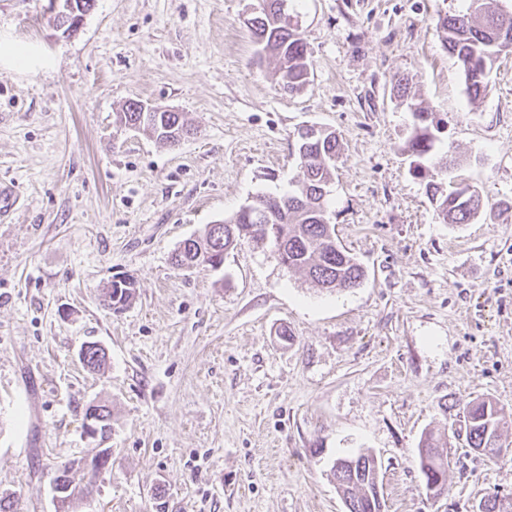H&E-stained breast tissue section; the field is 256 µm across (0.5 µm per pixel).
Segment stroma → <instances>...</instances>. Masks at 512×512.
<instances>
[{
    "instance_id": "obj_1",
    "label": "stroma",
    "mask_w": 512,
    "mask_h": 512,
    "mask_svg": "<svg viewBox=\"0 0 512 512\" xmlns=\"http://www.w3.org/2000/svg\"><path fill=\"white\" fill-rule=\"evenodd\" d=\"M466 0H288L313 63L298 95L258 60V0H96L57 31L49 0H0V37L34 66L0 65V494L56 512L69 465L74 512H346L330 469L374 453L387 512H475L512 499V53L471 101L438 40ZM409 77L465 156L485 209L444 224L401 147ZM132 102L180 112L197 135L169 148L119 121ZM334 130L328 218L366 271L328 292L271 244L214 269L171 256L206 225L294 173L293 134ZM136 282L105 308L113 276ZM102 346L91 370L79 352ZM491 399L501 455L466 441L464 408ZM108 405L90 437L85 410ZM446 446L448 493L427 495L425 433ZM110 465L92 473L101 449ZM116 278L118 277H113L112 286H107L103 294V305L113 311L122 310L136 294L135 280L124 277V280L115 281Z\"/></svg>"
}]
</instances>
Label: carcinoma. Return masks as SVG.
I'll use <instances>...</instances> for the list:
<instances>
[{
	"label": "carcinoma",
	"mask_w": 512,
	"mask_h": 512,
	"mask_svg": "<svg viewBox=\"0 0 512 512\" xmlns=\"http://www.w3.org/2000/svg\"><path fill=\"white\" fill-rule=\"evenodd\" d=\"M286 0H262L259 14L249 20L254 42L259 44V58L277 63V84L290 95L298 94L310 82L313 64L307 46L297 29L281 19ZM435 32L448 54L455 58L472 100L480 99L488 85V76L500 57L496 40L502 31L512 33V11L501 0H469L466 9L454 14H437ZM393 89L401 103L407 105L415 119L414 129L406 141L409 169L416 175L431 172L440 179L426 183V196L436 216L445 224H470L482 208V199L474 186L448 181V171L462 159L455 147L446 144L435 148L434 132L442 130L434 112L411 93L409 79L398 76ZM125 123L155 141L176 146L194 134L178 112H144L132 102L122 112ZM340 154L339 140L329 131L321 140L305 143L295 140V174L291 189L280 196L258 193L252 203L272 201L270 211L245 222L232 217L220 224H209L198 237L185 240L172 260L180 269L200 265L218 267L224 253L246 243L262 239L284 252L280 262L288 269L303 273L312 282L329 291L359 287L366 273L362 265L336 240L335 225L328 222L327 211L331 186ZM136 294L135 280L126 277L112 281L105 289L103 305L114 311L126 307ZM80 358L90 369L101 367L105 351L95 343L85 345ZM466 439L469 447L495 448L499 445L506 421L497 404L480 400L467 404L464 411ZM353 465H332L336 488L347 512H384V499L377 498L376 486L382 485V463L371 453L348 457ZM419 467L425 483H433V493L448 490V453L434 443L429 434L419 453Z\"/></svg>",
	"instance_id": "1"
}]
</instances>
